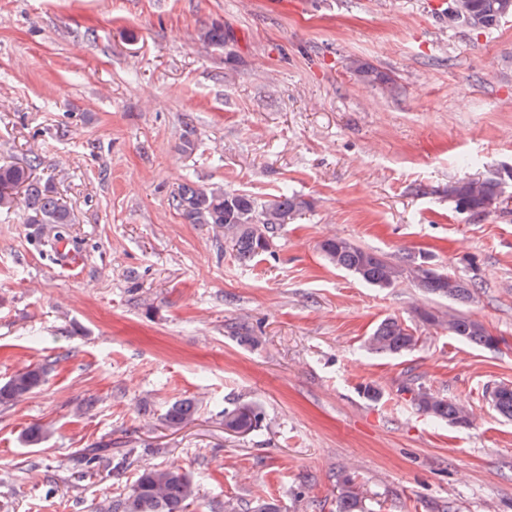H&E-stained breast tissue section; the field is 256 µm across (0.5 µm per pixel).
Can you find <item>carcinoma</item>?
<instances>
[{"mask_svg":"<svg viewBox=\"0 0 512 512\" xmlns=\"http://www.w3.org/2000/svg\"><path fill=\"white\" fill-rule=\"evenodd\" d=\"M472 10L482 16L483 30L496 29L501 20L491 9L492 0H470ZM200 41L208 46L224 44V29L204 28ZM350 67L355 75L367 82L389 83V78L370 64L353 59ZM33 163L0 165V213L19 211L24 223L40 224L53 233V243L63 241L64 226L73 223L69 209L50 186L32 173ZM505 194L502 182L488 176L478 193L464 180L448 183V200L466 205L475 216L486 206L499 201ZM173 205L189 224H213L224 233V243L235 257L248 262L269 252L278 229L311 208L312 203L297 194L283 192L262 203L247 193L229 191L221 186L202 187L184 183L173 198ZM320 251L333 266L345 270L357 279L376 288H392L403 280L419 285L427 295L448 300V312L438 315L424 312L430 326L451 328V335L486 350H495L499 338L485 328L484 323L456 309L474 301L482 283L476 276L459 275L458 284L448 287V271L432 266L420 253L408 252L392 260L365 249L351 240L333 236L320 243ZM418 342L410 326L396 318L382 320L365 342L366 348L378 354L397 355L412 350ZM50 364L34 363L17 371L0 384V405H13L27 399L44 385ZM493 407L503 417L512 418V387L501 386L493 391ZM413 401L420 411L435 421L457 426L470 425V413L460 402L417 389ZM199 403L180 399L171 403L161 417L170 429H181L194 421ZM261 422V412L252 404L238 405L224 411L225 429L239 434L255 431ZM49 432L33 423L23 432L30 445L46 441ZM112 454V444L95 445L83 452L86 463L94 465ZM342 493L336 512H364L355 478L348 473L337 476ZM197 498V485L192 475L180 466L143 468L122 498L108 507L107 512H187Z\"/></svg>","mask_w":512,"mask_h":512,"instance_id":"1","label":"carcinoma"}]
</instances>
